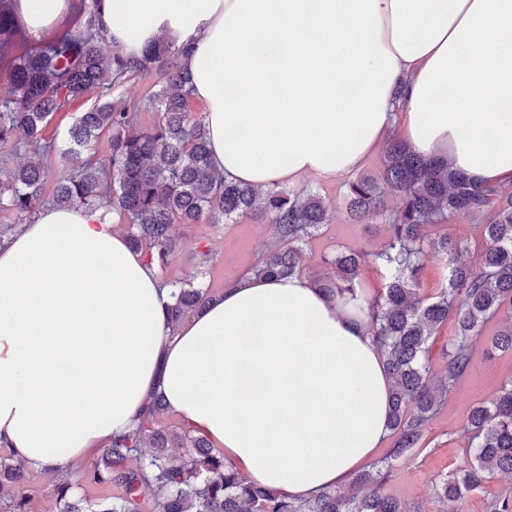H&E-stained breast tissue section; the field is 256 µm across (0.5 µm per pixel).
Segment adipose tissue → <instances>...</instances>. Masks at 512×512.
<instances>
[{
    "label": "adipose tissue",
    "mask_w": 512,
    "mask_h": 512,
    "mask_svg": "<svg viewBox=\"0 0 512 512\" xmlns=\"http://www.w3.org/2000/svg\"><path fill=\"white\" fill-rule=\"evenodd\" d=\"M130 56L182 49L211 158L258 187L359 169L398 130L477 183L512 179V0H101ZM172 290L111 217L46 207L0 246V445L84 463L153 393L254 482L308 500L390 432L363 319L311 279L255 276L179 329Z\"/></svg>",
    "instance_id": "obj_1"
}]
</instances>
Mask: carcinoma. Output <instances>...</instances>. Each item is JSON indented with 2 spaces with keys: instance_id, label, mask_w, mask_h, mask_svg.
Returning <instances> with one entry per match:
<instances>
[{
  "instance_id": "1",
  "label": "carcinoma",
  "mask_w": 512,
  "mask_h": 512,
  "mask_svg": "<svg viewBox=\"0 0 512 512\" xmlns=\"http://www.w3.org/2000/svg\"><path fill=\"white\" fill-rule=\"evenodd\" d=\"M98 2L66 0L58 14L69 18L66 27L52 23L34 29L20 0H0V74L9 85L7 96L0 98V141L50 155L46 126L77 99L95 92L97 103L79 113L67 130L61 157L70 171L56 183V206L117 213L129 224L131 247L143 251L162 273L170 257L185 247L173 235L174 224H222L259 209L275 224L278 238L264 244L249 273L259 278L302 274L303 245L331 220L321 199L277 184L262 190L227 180L210 163L203 115L190 108L192 77L180 63L183 51L158 39L141 57H127L100 27ZM152 71L160 73L163 83L149 99L150 124L139 123L140 103L105 100L108 92ZM103 132L110 144L106 166L91 156L92 142ZM49 176L48 166L19 161L0 183V208L17 219L0 225V244L36 217ZM388 195L399 197L396 208H386ZM343 203L354 220L381 215L387 235L375 254L341 252L331 261L335 271L315 279L329 299L363 316L391 379L394 447L375 471L353 481L371 486L370 492L326 490L312 500H290L241 474L203 435L151 427L167 410L163 395L156 393L138 427L104 450V469L85 474L86 481L114 486L119 493L90 498L77 492L78 475L59 473L58 512H141L146 490L154 493L152 512H424L385 492L383 484L420 446L448 391L469 369L485 323L512 306V181L477 184L394 142L387 146L380 174L348 182ZM484 212L491 215L488 223L478 225L484 247L465 261L460 242L435 231L437 220L446 213ZM430 259L445 264L448 286L424 297L421 273ZM371 263L382 278L374 294L361 281L363 268ZM172 297L168 317L174 327L213 300L194 276L179 283ZM450 320L454 335L448 339V362L436 371L430 340ZM491 348L512 353V325L497 332ZM466 429L477 439L474 457L439 480L436 495L443 502L482 489L496 473L512 476V379L491 402L471 409ZM173 448L185 453L175 458ZM25 479L23 463L0 460V491Z\"/></svg>"
}]
</instances>
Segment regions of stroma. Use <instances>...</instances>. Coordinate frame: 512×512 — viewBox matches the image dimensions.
I'll use <instances>...</instances> for the list:
<instances>
[{"label":"stroma","instance_id":"35a3bbf8","mask_svg":"<svg viewBox=\"0 0 512 512\" xmlns=\"http://www.w3.org/2000/svg\"><path fill=\"white\" fill-rule=\"evenodd\" d=\"M91 99L77 100L72 111L56 115L47 126L44 136L52 141L56 151L48 159L51 169L45 185V195H52L57 180L65 175L66 167L59 154L65 145V135L77 113L88 109ZM346 178L324 179L307 176L298 182L319 195L331 210L332 219L319 235L304 248V274L313 277L328 269L327 262L347 249L374 252L386 241L384 221L372 215L365 221L350 220L342 204ZM174 232L185 238L189 246L176 254L164 274L166 281L175 283L193 273H201L202 280L213 295H220L225 282L242 274L255 262L264 243L276 239L274 224L255 212L226 224H178ZM200 242L211 250L208 263H201L193 250ZM512 323V307L501 308L486 324L476 339L470 368L448 394L440 412L430 422L423 443L409 460L391 471L385 490L407 505L420 504L427 512H441L442 505L434 494L435 480L471 461L474 453L470 434L465 433L469 410L496 396L501 384L512 378V353L494 352L489 347L492 336Z\"/></svg>","mask_w":512,"mask_h":512}]
</instances>
